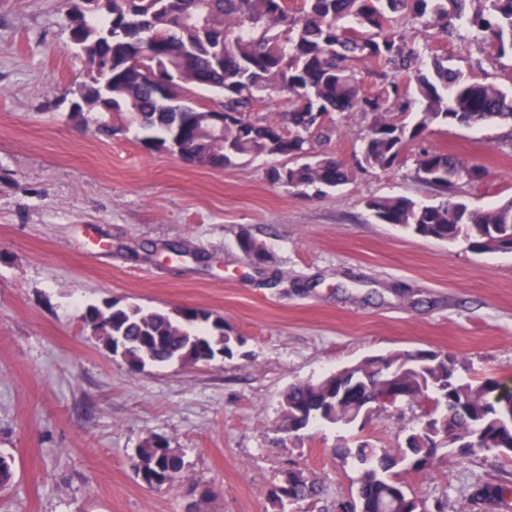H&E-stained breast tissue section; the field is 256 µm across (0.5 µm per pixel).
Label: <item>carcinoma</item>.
I'll return each instance as SVG.
<instances>
[{"instance_id":"carcinoma-1","label":"carcinoma","mask_w":512,"mask_h":512,"mask_svg":"<svg viewBox=\"0 0 512 512\" xmlns=\"http://www.w3.org/2000/svg\"><path fill=\"white\" fill-rule=\"evenodd\" d=\"M80 0H69L70 40L90 65L73 90V112L88 107L111 112L137 125L149 150H175L200 167L222 170L235 160L258 155L288 158L272 170V181L323 194L348 183L354 172L315 152L338 120L357 112L362 170L400 164L407 148L435 127L480 128L512 124V89L479 80L434 55L398 27L409 19L441 39L470 34L496 58H512V0H112L108 23L82 25ZM373 60L377 91L365 89L358 62ZM166 76L163 92L140 77L141 70ZM222 93L221 106L239 114L224 132L211 129V106L184 104L194 89ZM281 96L287 109L276 117L251 119L263 100ZM485 169L453 153L420 146L413 178L442 197L436 205L406 196L371 197L365 206L380 224L416 235L463 242L479 253L512 252V201L478 208L463 198V186L480 182ZM107 348L124 338L127 363L136 369L178 361L212 362L217 353L232 359L241 340L210 311L183 307L144 311L113 302L83 314ZM346 378L300 380L283 394L278 430L297 434L317 423L350 427L379 410L376 393L396 390L402 401L423 408L407 436L415 442L394 453L364 441L335 453L351 456L360 470L355 495L338 512H412L425 504L397 480L404 464L432 473L452 451L461 458L491 451L512 459V393L497 379L464 376L445 353L433 350L371 356L345 368ZM130 464L141 483L160 488L180 476L182 455L168 441L148 438L133 449ZM12 458L0 455V490L13 483ZM321 485L289 471L268 498L274 512L311 500ZM466 500L512 508V480L477 477Z\"/></svg>"}]
</instances>
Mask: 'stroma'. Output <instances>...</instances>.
<instances>
[{
  "instance_id": "1",
  "label": "stroma",
  "mask_w": 512,
  "mask_h": 512,
  "mask_svg": "<svg viewBox=\"0 0 512 512\" xmlns=\"http://www.w3.org/2000/svg\"><path fill=\"white\" fill-rule=\"evenodd\" d=\"M69 28L63 0H0V453L15 461L0 512H271L268 491L291 469L323 487L296 512H334L358 471L336 447L396 450L421 410L389 406L361 428L289 436L277 423L291 383L373 354L436 350L512 388V253L421 238L364 205L386 195L439 203L413 178L412 157L356 171L364 122L351 114L318 151L356 175L316 196L271 182L279 156L217 171L145 149L133 126L96 135L102 113L70 112L89 63ZM408 34L512 86V60L417 26ZM428 142L485 168L465 189L474 205L512 199V127H442ZM245 236L262 263L244 256ZM176 243L187 256L169 253ZM112 299L209 310L243 345L208 365L131 370L81 319ZM153 435L185 463L159 489L128 462ZM507 473L512 461L491 452L447 456L430 474L394 470L446 512H493L467 504L465 489Z\"/></svg>"
}]
</instances>
